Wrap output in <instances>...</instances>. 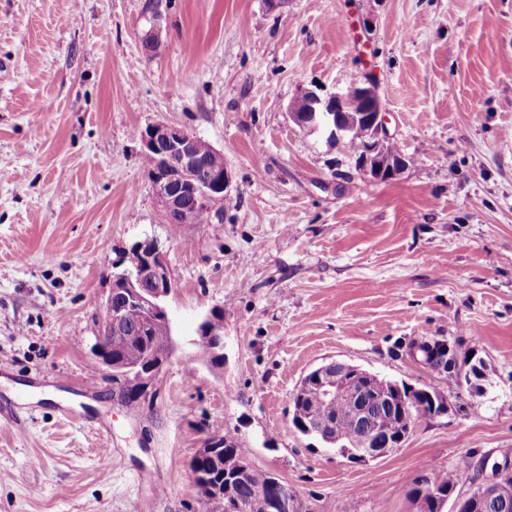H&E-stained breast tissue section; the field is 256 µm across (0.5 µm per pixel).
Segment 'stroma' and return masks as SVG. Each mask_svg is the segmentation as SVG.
Returning a JSON list of instances; mask_svg holds the SVG:
<instances>
[{
  "instance_id": "stroma-1",
  "label": "stroma",
  "mask_w": 512,
  "mask_h": 512,
  "mask_svg": "<svg viewBox=\"0 0 512 512\" xmlns=\"http://www.w3.org/2000/svg\"><path fill=\"white\" fill-rule=\"evenodd\" d=\"M146 3L0 0V512H206L191 460L230 428L299 512H417L421 478L471 492L512 448V0H163L156 21ZM368 80L408 160L387 182L288 116L304 91ZM159 122L227 175L209 222L175 235L139 140ZM147 237L175 350L131 406L91 345ZM212 307L214 370L191 346ZM434 339L484 380L406 356ZM332 361L435 388L448 411L348 459L291 421Z\"/></svg>"
}]
</instances>
